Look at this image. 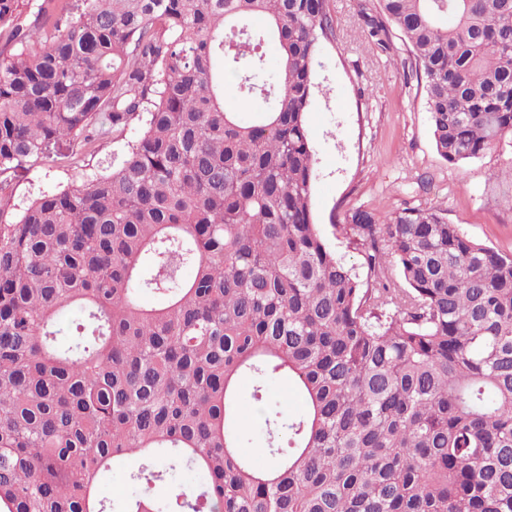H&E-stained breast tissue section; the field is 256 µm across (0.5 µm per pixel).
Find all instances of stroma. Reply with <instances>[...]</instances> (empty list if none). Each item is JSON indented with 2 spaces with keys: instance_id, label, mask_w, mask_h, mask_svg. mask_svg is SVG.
I'll return each mask as SVG.
<instances>
[{
  "instance_id": "stroma-1",
  "label": "stroma",
  "mask_w": 512,
  "mask_h": 512,
  "mask_svg": "<svg viewBox=\"0 0 512 512\" xmlns=\"http://www.w3.org/2000/svg\"><path fill=\"white\" fill-rule=\"evenodd\" d=\"M328 7L337 37L321 44L306 114L317 157L313 220L327 244L361 266L341 230L349 208L384 217L405 206H439L468 236L512 255V181L496 175L512 160V143L478 160L446 162L435 149L424 90L407 69V44L394 34L381 47L368 35L375 0H328ZM122 150L119 142L96 143L64 164L19 170L14 202L21 208L40 193L109 171ZM238 387L241 451L261 467L266 403L283 404L291 416L302 413L303 403L285 377L267 386L261 404L251 396L250 377Z\"/></svg>"
}]
</instances>
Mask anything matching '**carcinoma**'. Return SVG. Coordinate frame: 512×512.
<instances>
[{
  "label": "carcinoma",
  "mask_w": 512,
  "mask_h": 512,
  "mask_svg": "<svg viewBox=\"0 0 512 512\" xmlns=\"http://www.w3.org/2000/svg\"><path fill=\"white\" fill-rule=\"evenodd\" d=\"M377 2L437 153L512 140V0ZM333 36L327 0H0V512H107L130 453L121 512H512V256L435 206L350 210L363 277L327 245L306 112ZM109 137L112 171L13 213L19 169ZM243 375L305 403L266 405L263 467ZM182 468L199 489L152 493ZM240 392L239 423L246 433V439L242 443L241 452L250 457L255 465L261 467L267 463L264 456L260 455L257 448L264 446V413L265 406L256 403L251 396L253 381L249 376H243L238 384ZM265 399L268 403H281L290 416L300 415L303 403L296 393L294 383L288 377H280L271 382L266 388ZM140 460L136 456H128L117 461L111 466L110 472L104 478L100 493L109 501L110 512L112 511V500L115 509L121 507L122 498L133 491V487L128 482V476L131 472L138 469Z\"/></svg>",
  "instance_id": "obj_1"
}]
</instances>
